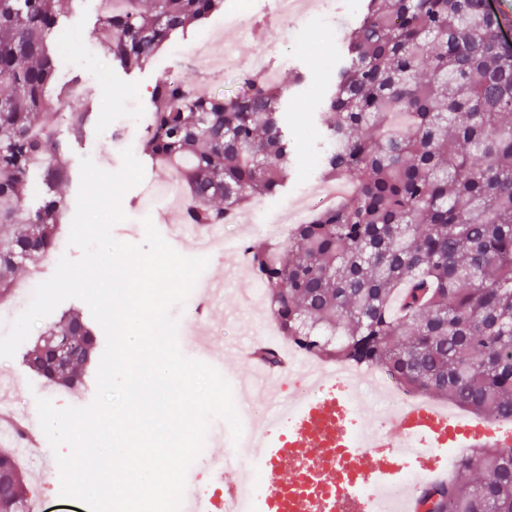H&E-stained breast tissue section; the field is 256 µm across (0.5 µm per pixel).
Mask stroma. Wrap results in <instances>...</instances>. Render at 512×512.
<instances>
[{
    "mask_svg": "<svg viewBox=\"0 0 512 512\" xmlns=\"http://www.w3.org/2000/svg\"><path fill=\"white\" fill-rule=\"evenodd\" d=\"M237 0H227L223 9L190 26L173 37L143 68L127 71L104 58L93 45L92 31L99 16L98 0H74L66 22L69 31L67 50L57 66V83L62 93L57 102L60 111L88 113L81 136L63 134L70 164V180L59 189L67 215H74L80 179V160L88 157L103 170H120L125 149H132L143 166V180L129 188L121 202L124 221L112 229L123 242L138 243L144 238V218L159 221L168 214L170 223L181 221L178 203L148 194V187L176 179L175 169L152 162L143 151L148 127L138 118L152 108L150 93L155 84L170 74H179L189 87L210 81L212 87L228 90L236 86L237 72L228 70L207 77L191 61L192 49L227 37L224 19L238 15L240 29L235 32V52L245 58L265 56L268 67L282 82L285 99V131L295 143L294 165L290 178L273 197H257L239 213L235 234L250 240L263 238L264 228L277 215L298 202L307 200L323 179L319 158L325 147L324 97L335 84L336 66L343 60V29L358 16L361 0H334L333 7L298 16L288 24L273 21V0H252L250 9L236 14ZM305 80L294 83L295 73ZM111 113V127H104L102 113ZM173 247L188 257H208L209 264L198 278L199 284L223 281L224 293L210 304L205 324L182 318L180 306L171 314L178 320V343L188 357L202 359L201 338L215 345L236 347L250 337H262L265 323L272 321L266 298L245 304L242 293L249 277L238 270V255L233 244L216 251L201 248L196 240L174 242ZM96 366H89L81 382L70 388H58L33 373L26 365L23 352L14 358L0 359V407L24 415L28 425L38 426L37 398L50 399L55 407H85L96 394Z\"/></svg>",
    "mask_w": 512,
    "mask_h": 512,
    "instance_id": "35a3bbf8",
    "label": "stroma"
}]
</instances>
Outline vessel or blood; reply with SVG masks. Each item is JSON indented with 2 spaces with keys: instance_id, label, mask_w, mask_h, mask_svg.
<instances>
[{
  "instance_id": "vessel-or-blood-1",
  "label": "vessel or blood",
  "mask_w": 512,
  "mask_h": 512,
  "mask_svg": "<svg viewBox=\"0 0 512 512\" xmlns=\"http://www.w3.org/2000/svg\"><path fill=\"white\" fill-rule=\"evenodd\" d=\"M290 415L289 428L249 445L250 455L266 460L270 493L261 501V512H379L375 498L361 495V483L372 480L391 489L390 512H417L420 487L401 484L408 463H415L427 480L444 476L438 454L442 448H463L486 442L500 448L512 446V429L491 420L474 425L459 423L447 410L431 401L405 405L385 429L376 431L367 443L347 440L344 423L347 408L342 397L323 394L301 400L275 401L270 415ZM414 447H407V440ZM222 461L224 502L232 504L240 493L244 471ZM310 459L321 464L319 473L304 475L302 465Z\"/></svg>"
}]
</instances>
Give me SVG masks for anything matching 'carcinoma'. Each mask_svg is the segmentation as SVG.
<instances>
[{
  "mask_svg": "<svg viewBox=\"0 0 512 512\" xmlns=\"http://www.w3.org/2000/svg\"><path fill=\"white\" fill-rule=\"evenodd\" d=\"M71 0H0V304L25 263L51 255L70 170L57 128L90 113L53 106L55 50ZM93 34L104 55L141 68L225 0H123ZM487 0H364L345 32L348 60L325 109V180L353 191L297 224L288 244H250L280 335L311 355L382 366L412 392L482 418L512 420V44ZM286 88L244 73L198 95L178 78L153 89L146 154L179 165L185 224L224 221L279 192L294 148L280 122ZM292 257L281 260L284 248ZM69 354L55 383L75 385L97 348L80 314L42 333ZM43 375L40 345L26 356ZM0 512H30L12 452ZM424 512H512V450L474 446Z\"/></svg>",
  "mask_w": 512,
  "mask_h": 512,
  "instance_id": "1",
  "label": "carcinoma"
}]
</instances>
